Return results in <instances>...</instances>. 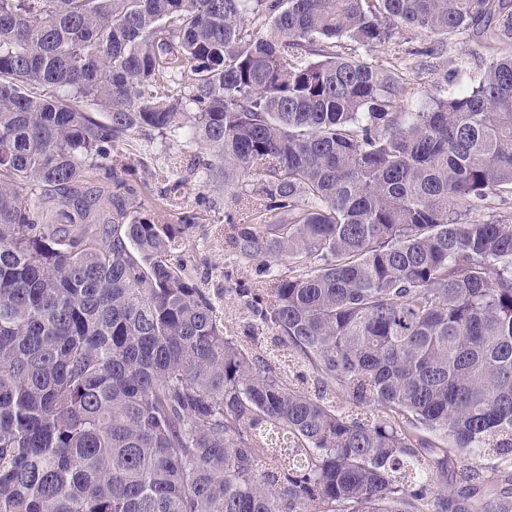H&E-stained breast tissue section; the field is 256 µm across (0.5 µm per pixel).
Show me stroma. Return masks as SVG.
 Returning a JSON list of instances; mask_svg holds the SVG:
<instances>
[{"label":"stroma","mask_w":512,"mask_h":512,"mask_svg":"<svg viewBox=\"0 0 512 512\" xmlns=\"http://www.w3.org/2000/svg\"><path fill=\"white\" fill-rule=\"evenodd\" d=\"M430 37L414 31H398L390 52L401 57L408 73V106L415 109L424 101L427 80L418 78L416 67L423 59V53L430 45ZM489 56L488 49L459 36L448 42V51L437 59L436 79H450L454 83L466 82L469 75L479 71ZM201 146L184 139L178 143L155 142L146 165L135 166L133 179L144 182L145 200L155 209L161 223H179L183 210L195 208L199 200H206L207 209L200 224L194 226L186 236L187 273L206 288L215 291L224 283L225 260L230 246L225 228L228 222L247 224L251 221V212L245 204L232 197L212 191L199 179L190 180L183 189L180 205L173 206L162 198L161 192L172 179L181 159L201 153ZM474 466L480 470L482 478L479 483V495L489 502L507 488V475L512 474V467L506 466L499 455L487 454L477 460H470L457 454H449L448 471L444 482L448 487V512H464L463 497L468 491L464 478L467 467Z\"/></svg>","instance_id":"stroma-1"}]
</instances>
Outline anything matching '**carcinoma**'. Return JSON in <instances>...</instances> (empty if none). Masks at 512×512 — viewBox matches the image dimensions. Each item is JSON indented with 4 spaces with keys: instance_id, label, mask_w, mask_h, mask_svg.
<instances>
[{
    "instance_id": "cac0c4a2",
    "label": "carcinoma",
    "mask_w": 512,
    "mask_h": 512,
    "mask_svg": "<svg viewBox=\"0 0 512 512\" xmlns=\"http://www.w3.org/2000/svg\"><path fill=\"white\" fill-rule=\"evenodd\" d=\"M401 28L511 46L512 0H0V512H448L449 453L512 454V226L468 221L512 194V50L408 112ZM137 132L205 146L170 204L252 206L245 339ZM214 300L219 309L220 315L224 319V330L227 336H245L247 330V320L244 319L242 310H238V303L236 297L231 293H226V296H215ZM231 307L233 310L232 315L226 314L224 318V308Z\"/></svg>"
}]
</instances>
